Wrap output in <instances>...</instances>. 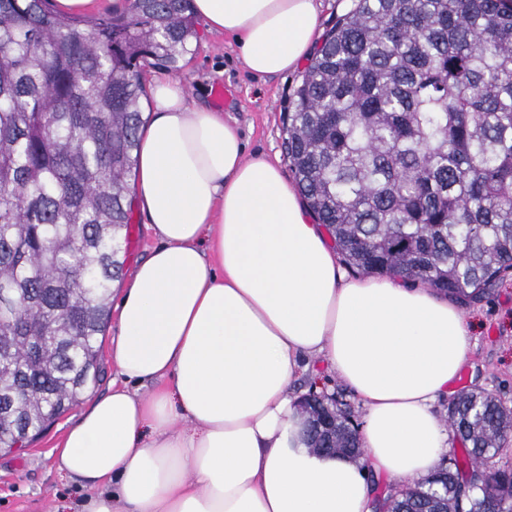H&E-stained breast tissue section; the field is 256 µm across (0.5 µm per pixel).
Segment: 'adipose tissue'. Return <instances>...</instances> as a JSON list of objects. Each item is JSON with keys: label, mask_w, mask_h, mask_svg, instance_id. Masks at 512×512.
<instances>
[{"label": "adipose tissue", "mask_w": 512, "mask_h": 512, "mask_svg": "<svg viewBox=\"0 0 512 512\" xmlns=\"http://www.w3.org/2000/svg\"><path fill=\"white\" fill-rule=\"evenodd\" d=\"M257 76L296 70L316 0H193ZM136 188L158 240L116 306L117 376L67 429L81 512H372L375 483L426 476L452 445L433 412L468 356L457 303L349 275L296 185L246 156L223 113L154 80ZM319 360L361 401L363 455L302 440L298 378ZM152 384L149 396L139 387Z\"/></svg>", "instance_id": "adipose-tissue-1"}]
</instances>
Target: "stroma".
I'll list each match as a JSON object with an SVG mask.
<instances>
[{
	"mask_svg": "<svg viewBox=\"0 0 512 512\" xmlns=\"http://www.w3.org/2000/svg\"><path fill=\"white\" fill-rule=\"evenodd\" d=\"M302 75L299 69L253 75L242 65L231 37L204 30L179 77L193 100L236 122L247 154L266 155L284 167L286 115ZM219 86L224 89L220 102L214 96ZM155 243L144 211L133 204L126 261L112 283V302H119L133 270ZM463 313L471 324L469 360L462 371L464 382L454 385V392L490 391L512 407V278L464 306ZM80 413V408L71 409L26 448L0 451V512H75L86 491L58 470L52 450Z\"/></svg>",
	"mask_w": 512,
	"mask_h": 512,
	"instance_id": "obj_1",
	"label": "stroma"
}]
</instances>
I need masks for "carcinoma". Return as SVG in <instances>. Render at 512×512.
Instances as JSON below:
<instances>
[{
	"instance_id": "cac0c4a2",
	"label": "carcinoma",
	"mask_w": 512,
	"mask_h": 512,
	"mask_svg": "<svg viewBox=\"0 0 512 512\" xmlns=\"http://www.w3.org/2000/svg\"><path fill=\"white\" fill-rule=\"evenodd\" d=\"M192 0L99 15L0 0V449L24 448L101 375L132 210L142 66L177 74ZM296 186L341 261L460 304L512 275V0H356L289 107ZM315 451L363 454L351 408L302 397ZM450 451L390 512H512V408L465 392Z\"/></svg>"
}]
</instances>
